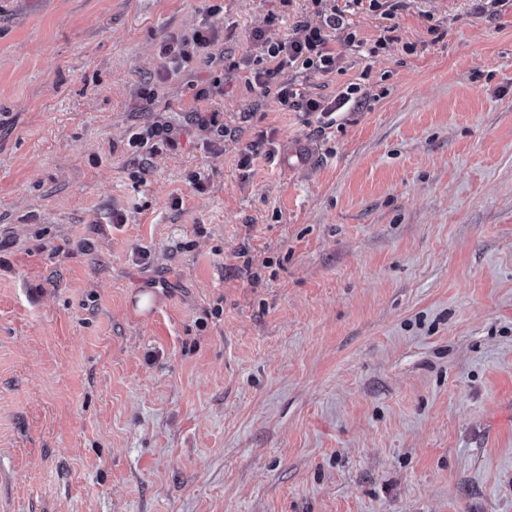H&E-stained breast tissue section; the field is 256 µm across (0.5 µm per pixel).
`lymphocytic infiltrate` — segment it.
<instances>
[{
    "mask_svg": "<svg viewBox=\"0 0 512 512\" xmlns=\"http://www.w3.org/2000/svg\"><path fill=\"white\" fill-rule=\"evenodd\" d=\"M402 0H312L318 23L298 22L291 38L264 46L258 57L256 69L246 78L247 84L258 86L263 95L273 97L283 109L294 112L318 114L323 127L334 124L333 115L346 105H361L368 93L364 84H346L334 99L313 98L296 86L294 80L283 79L285 70L309 71L330 74L340 68L341 56L337 45L355 49L366 48L369 56H378L396 42L398 29L394 19ZM368 6L370 11L386 18L372 42L360 38L348 16L356 7ZM213 43L211 25L205 24L192 34L177 36L165 44L161 55L166 62L167 75H176L183 63L206 50Z\"/></svg>",
    "mask_w": 512,
    "mask_h": 512,
    "instance_id": "1",
    "label": "lymphocytic infiltrate"
}]
</instances>
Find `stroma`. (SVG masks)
<instances>
[{
  "instance_id": "1",
  "label": "stroma",
  "mask_w": 512,
  "mask_h": 512,
  "mask_svg": "<svg viewBox=\"0 0 512 512\" xmlns=\"http://www.w3.org/2000/svg\"><path fill=\"white\" fill-rule=\"evenodd\" d=\"M314 18L0 0V512H512V0H403L325 130L245 82ZM213 44L212 25L204 24L195 29L191 35L176 36L161 49L165 59V77L176 75L182 63H187L193 56L206 50Z\"/></svg>"
}]
</instances>
